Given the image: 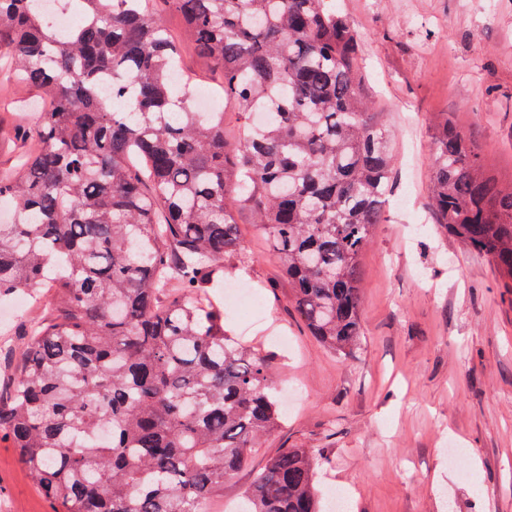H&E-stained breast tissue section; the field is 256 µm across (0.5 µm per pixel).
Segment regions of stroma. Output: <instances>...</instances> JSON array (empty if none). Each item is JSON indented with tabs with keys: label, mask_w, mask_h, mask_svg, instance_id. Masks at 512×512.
Here are the masks:
<instances>
[{
	"label": "stroma",
	"mask_w": 512,
	"mask_h": 512,
	"mask_svg": "<svg viewBox=\"0 0 512 512\" xmlns=\"http://www.w3.org/2000/svg\"><path fill=\"white\" fill-rule=\"evenodd\" d=\"M356 30L365 91L395 132L383 224L361 259L360 349L342 357L300 323L288 283L250 209L236 214L252 304L227 327L271 355L285 421L224 483L238 506L254 471L283 445L318 449L325 489L349 512H512V287L482 256L428 222L432 119L448 113L512 178V0H336ZM38 91L0 66V170L28 150ZM461 455L449 459L448 451ZM0 512H52L0 440Z\"/></svg>",
	"instance_id": "1"
}]
</instances>
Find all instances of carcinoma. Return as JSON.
<instances>
[{
	"mask_svg": "<svg viewBox=\"0 0 512 512\" xmlns=\"http://www.w3.org/2000/svg\"><path fill=\"white\" fill-rule=\"evenodd\" d=\"M159 1L245 119L235 147L224 113L175 94ZM39 2L0 0V53L45 95L33 153L0 175L15 213L0 294L54 285L0 394V435L53 512H202L282 418L268 356L230 336L212 293L246 268L236 206L254 204L298 318L349 355L394 132L336 0H80L82 23L62 30ZM429 147L433 223L512 279V181L445 114ZM318 466L280 449L243 512H321Z\"/></svg>",
	"mask_w": 512,
	"mask_h": 512,
	"instance_id": "1",
	"label": "carcinoma"
}]
</instances>
